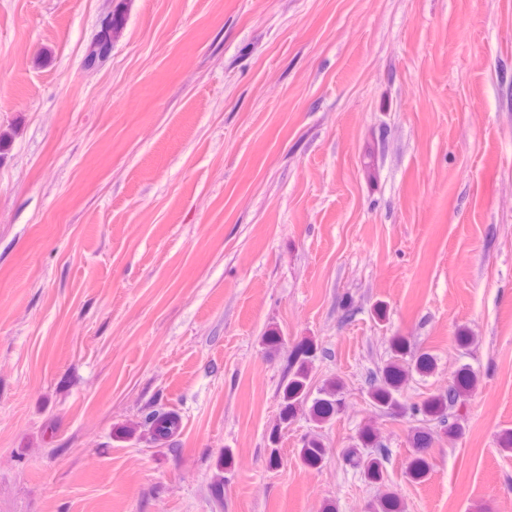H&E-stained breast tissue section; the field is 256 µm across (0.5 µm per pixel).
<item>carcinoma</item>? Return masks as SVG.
Wrapping results in <instances>:
<instances>
[{
  "mask_svg": "<svg viewBox=\"0 0 512 512\" xmlns=\"http://www.w3.org/2000/svg\"><path fill=\"white\" fill-rule=\"evenodd\" d=\"M108 21L99 27L94 41L91 43L87 56H95L100 50L112 49V41L123 28L125 17L121 9L115 8L107 13ZM317 347L310 341L295 345L288 354L287 375L280 386V410L278 422L271 430L269 441L277 444L281 430L288 427L303 406L312 402L309 416L317 425L322 426L330 422L340 407L337 398L340 386L336 381L326 382L318 391V397L310 398L312 383L310 375L311 358L314 357ZM393 357L370 379L368 397L372 406L384 414H410L422 417V421H436L448 424V433L453 436L463 434V426L459 423H448V409L462 404L469 394L476 388L478 378L476 373L468 367L458 369L448 381V389L437 394H430L419 402L407 404L403 401V391L411 373L421 375L430 373L434 368L433 357L427 353L412 355L407 350L404 337L392 338ZM140 427L150 435L155 443L165 444L171 441L180 431V417L178 413L163 405L152 406L144 412ZM374 434L371 429L364 428L359 434L360 447L348 448L344 455L350 466L359 470L364 479L370 483L381 484L384 480L385 463L388 455L383 449L373 453L364 454L360 448H369L373 445ZM412 447L415 454L410 460L409 474L415 480L427 476L431 468L429 449L432 448V435L424 428L416 429L412 437ZM297 455L305 466L318 468L326 456V448L321 434L308 436L303 446L297 449ZM232 452L224 450L216 463L217 475L212 483L215 496L224 492V466L230 464ZM377 512H403V504L399 496L387 489L377 500Z\"/></svg>",
  "mask_w": 512,
  "mask_h": 512,
  "instance_id": "carcinoma-1",
  "label": "carcinoma"
}]
</instances>
